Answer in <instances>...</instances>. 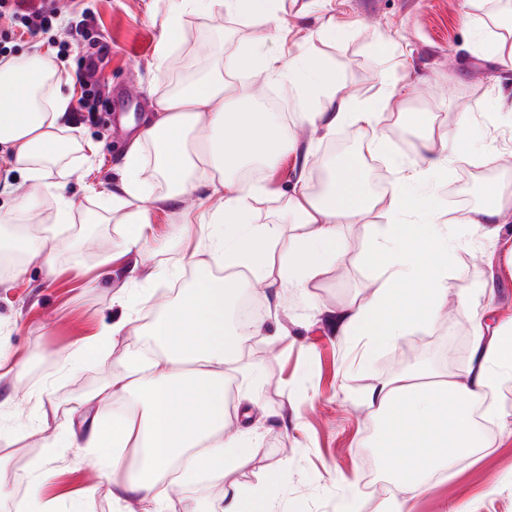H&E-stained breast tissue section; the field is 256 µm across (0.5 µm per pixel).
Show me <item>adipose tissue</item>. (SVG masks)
Listing matches in <instances>:
<instances>
[{
    "label": "adipose tissue",
    "mask_w": 512,
    "mask_h": 512,
    "mask_svg": "<svg viewBox=\"0 0 512 512\" xmlns=\"http://www.w3.org/2000/svg\"><path fill=\"white\" fill-rule=\"evenodd\" d=\"M199 0H179L161 23L154 69L165 74L166 63L178 45L189 17L198 12ZM284 0H209L214 18L235 16L278 32L287 26ZM332 27L306 32L295 54L283 58L249 45L240 48L234 67L244 78L260 73L287 83L300 100L295 122L270 124L253 106L256 92L251 84L224 77L221 66L202 74L188 90L159 96L154 113L146 118L124 157V176L112 193V211L123 223L149 226L155 207L194 196L202 182L222 190L211 221L223 225V234H195L183 223L184 236H197L198 245L228 268H242L243 278H228L221 285L199 282L187 306L165 313L149 327L151 354L134 349L125 373L113 376L105 386L87 394L83 407L135 396L125 415L112 430H105L106 415H95L87 432L72 435L74 447L102 463L108 491L115 500L136 498L158 507L164 498L161 485L171 471L198 477L218 474L236 466L239 438L224 432V367L237 340L226 324L224 297L242 293L268 278L278 265L281 286H304L334 259L346 225L359 223L363 215L379 213L387 223H403L412 206L406 189L419 185L448 166V149L464 135L468 115L455 128L439 131L421 142L414 161L400 164L398 177L381 194L365 197L362 205L349 203L352 184L360 171L331 175L323 191L295 190L284 202L280 217L292 233L286 249H278L279 228L254 224L250 209L261 193L259 183L245 179L248 164H266L297 149L296 128L310 125L332 132L346 124L369 128L364 147L380 149L384 134L378 130L379 113L402 109L397 88L353 99L343 94L336 78L309 55L308 45L332 35ZM56 63L34 53L0 60V168L20 173L28 197L59 188L74 170L61 163L65 121L71 104L62 89ZM153 147V166L164 177L167 189L155 196L144 189V151ZM512 222V193L499 195L488 207L451 216L454 224H478L498 236L501 221ZM412 259L397 253L382 268L365 302L350 303L337 316L341 335L354 336L368 346L393 344L405 336L408 326L400 321H380L379 315L394 300V287L408 278ZM468 279L472 288L484 290L476 274L449 269L437 263L432 274L414 283L413 298L423 317L445 314L444 300L452 282ZM512 379V322L495 329L488 340H476L474 362L464 378L448 377L431 385L418 383L415 375L401 374L381 382L370 395L376 412H386L401 398L413 409V424L401 434L395 452L404 454L416 478L414 490H422L436 466L452 453H468L474 446L471 428L460 412L475 402L483 406L485 419H496V400L501 385ZM451 395L454 410L440 406L442 395ZM281 478L273 473L251 487H233L224 493L221 510L204 499L193 512H245L247 503L271 508V494Z\"/></svg>",
    "instance_id": "ef3b65f1"
}]
</instances>
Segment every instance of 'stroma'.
Returning a JSON list of instances; mask_svg holds the SVG:
<instances>
[{
  "mask_svg": "<svg viewBox=\"0 0 512 512\" xmlns=\"http://www.w3.org/2000/svg\"><path fill=\"white\" fill-rule=\"evenodd\" d=\"M146 3L70 0L53 31L8 43L15 57L35 51L54 55L59 44H67L59 71L75 104L66 136L96 143L99 153L90 167L82 165L78 151L68 148L62 154L78 168L64 189L74 203L71 223L47 222L55 210L48 193L27 199L12 223H0V255H22L19 266L0 271V347L26 361L21 374L0 378V512H37L25 496L31 476L44 482L59 512H142L136 499L115 501L100 487L99 468L86 460L83 449L60 440L58 406L73 404L125 371L127 342L100 351L84 341L127 315L138 293L153 297L152 312L138 321L146 327L155 315L184 302L196 280L222 279L223 266L197 249L196 238L178 236L183 217L194 220L203 208L216 206L192 198L153 212L146 230L150 249L137 258L138 283L126 286L121 278L100 275L101 263L122 252L137 231L136 225L116 223L110 207L133 138L120 117L142 123L169 81L210 64L212 43L223 46L227 60L244 44L258 43L264 52L284 55L294 50L298 29L315 26L319 12L333 18L339 31L335 39L314 41L308 51L332 68L345 94L358 99L393 86L406 97L403 111L379 118L387 142L378 154L361 151L366 132L359 125L328 134L301 130V143L314 145L310 161L302 162L296 151L259 169L265 191L253 204L254 223H275L300 170L316 175L320 161L338 146L357 161L364 194H373L374 182L395 181L397 163L414 160L430 130L455 127L463 112L470 115L463 145L449 152L440 177L409 188V197L454 213L460 205L453 187L461 178L471 180L474 208L481 206L482 196L496 198L501 186L512 182V65H502L487 49L490 34H512V0L495 13L489 0H286L289 34L283 39L236 18L212 23L201 14L190 18L191 28L170 57L162 82L152 66L160 28L150 20ZM93 41L101 56L95 109L87 112L77 102L84 94ZM407 221L406 228L379 243L364 224L349 225L336 258L305 287L257 293L267 334L241 337L224 375L235 393L256 396L253 419L259 432L239 448L244 465L208 480L171 481L163 512H187L201 496L222 503L229 486L255 485L279 467L286 474L274 490L272 512H380L393 499L406 501L411 512H512V381L498 395V419L478 433V451L454 456L423 491L397 481L377 492L367 481L386 453L389 420L403 414L397 406L388 415L374 416L368 405L374 386L407 371L409 360L417 358L425 360L426 370L464 374L476 331L491 333L512 316L511 257L477 225L451 224L449 267L479 271L489 290L469 298L463 283H456L448 291L447 318L423 321L404 283L386 310L387 317L412 325L397 344L368 352L362 340L337 335L336 309L368 299L392 251L413 254L419 275L431 272L434 258L414 231L427 217L414 214ZM54 237L61 247L49 270L33 253ZM177 251L193 255L190 268L170 266ZM90 487L95 490L91 496L86 493Z\"/></svg>",
  "mask_w": 512,
  "mask_h": 512,
  "instance_id": "35a3bbf8",
  "label": "stroma"
}]
</instances>
